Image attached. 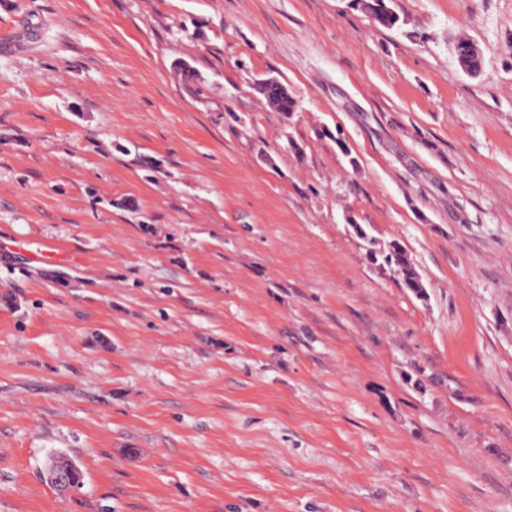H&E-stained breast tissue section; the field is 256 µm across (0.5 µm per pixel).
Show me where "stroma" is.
<instances>
[{"instance_id":"obj_1","label":"stroma","mask_w":512,"mask_h":512,"mask_svg":"<svg viewBox=\"0 0 512 512\" xmlns=\"http://www.w3.org/2000/svg\"><path fill=\"white\" fill-rule=\"evenodd\" d=\"M393 7L0 0V512H512V0ZM256 91L269 101L278 112L288 116L296 112L298 102L289 92L288 87L278 80L264 79L255 86Z\"/></svg>"}]
</instances>
